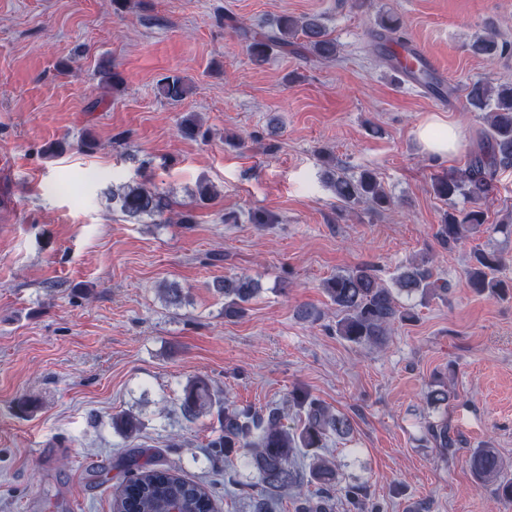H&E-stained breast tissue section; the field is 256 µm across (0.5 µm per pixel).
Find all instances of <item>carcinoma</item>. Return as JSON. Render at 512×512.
I'll list each match as a JSON object with an SVG mask.
<instances>
[{
    "mask_svg": "<svg viewBox=\"0 0 512 512\" xmlns=\"http://www.w3.org/2000/svg\"><path fill=\"white\" fill-rule=\"evenodd\" d=\"M375 25L383 32L396 35L401 30L399 18L390 12L380 14ZM252 61L261 64L270 53L283 52L295 46V39H303V47L317 58L329 61L336 58V40L331 38L317 16L296 17L283 14L267 28L251 31L241 26ZM512 47L498 41L494 29L477 37L469 46L475 56H494L506 53ZM99 74L106 87L117 90L123 78L112 62L101 60ZM190 87L179 75H168L157 83V92L171 104L182 101ZM467 104L474 112L483 113L487 124L481 151L475 153L467 166L455 173L438 176L432 191L448 204L439 224L436 238L440 247L450 250L466 236L480 230L486 223L482 205L492 198L497 188V174L512 169V84L495 87L478 80L468 86ZM327 182L336 198L347 206L366 203L375 210L394 206V199L384 189L377 175L369 170L350 174L336 166L327 172ZM112 205L126 217L139 221L144 217H161L171 207L168 197L140 183H124L104 191ZM466 199L470 206L458 208L457 197ZM509 259L496 251L476 250L465 270V279L478 294L505 296L509 284L499 276ZM224 297V316L240 317L258 293L260 285L248 275L226 276L213 285ZM331 303L336 307V335L357 344H377L387 336L397 321L415 318L412 308L403 307L396 294L433 298L447 290L429 261L413 260L399 267L392 277V285H385L371 264H360L338 273L323 283ZM426 402L433 409L448 406L450 393L447 385H430ZM292 402L301 413L302 425L291 428L283 423L279 409L258 412L250 408H229L220 394L205 377L189 379L177 398L182 417L194 421L216 413L219 429L208 440V454L230 462L240 457L257 474L258 481L251 485L256 512H272L277 500L290 493L295 496L296 512H333L331 491L343 492L349 512H386L387 504L369 497L360 485H342L341 475L328 458L319 453L336 437L341 440L353 433L350 419L332 412L322 401L309 392L296 390ZM143 422L131 412L112 416V429L125 439L136 438ZM426 433L434 446L445 453L455 444L448 429V421L430 422ZM474 482L479 486H495V495L512 500V479L503 475L504 465L493 448H477L468 460ZM128 476L114 499L115 512H168L174 500L182 502L184 512H214L213 496L209 485L190 481L170 468H159L148 462L140 464L129 460ZM317 486L316 495L303 492L306 485Z\"/></svg>",
    "mask_w": 512,
    "mask_h": 512,
    "instance_id": "obj_1",
    "label": "carcinoma"
}]
</instances>
